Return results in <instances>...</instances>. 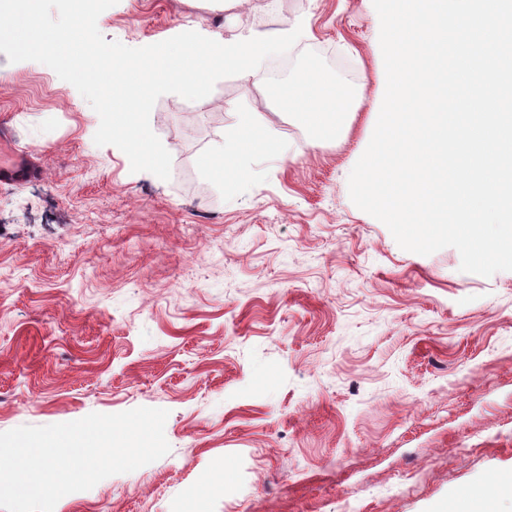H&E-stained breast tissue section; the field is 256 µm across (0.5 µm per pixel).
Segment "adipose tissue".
<instances>
[{
  "label": "adipose tissue",
  "instance_id": "adipose-tissue-1",
  "mask_svg": "<svg viewBox=\"0 0 512 512\" xmlns=\"http://www.w3.org/2000/svg\"><path fill=\"white\" fill-rule=\"evenodd\" d=\"M269 95L277 104L289 106L298 121L320 139L342 135L352 91L349 85L331 74L316 71L311 82L303 88L289 83L277 84L270 88ZM255 118V113H240L231 138L215 144L206 155L205 165L216 177H223L242 155L273 148V141L254 138Z\"/></svg>",
  "mask_w": 512,
  "mask_h": 512
}]
</instances>
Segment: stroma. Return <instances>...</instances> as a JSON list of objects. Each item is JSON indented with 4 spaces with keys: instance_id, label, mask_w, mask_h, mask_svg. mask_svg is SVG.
I'll list each match as a JSON object with an SVG mask.
<instances>
[{
    "instance_id": "obj_1",
    "label": "stroma",
    "mask_w": 512,
    "mask_h": 512,
    "mask_svg": "<svg viewBox=\"0 0 512 512\" xmlns=\"http://www.w3.org/2000/svg\"><path fill=\"white\" fill-rule=\"evenodd\" d=\"M301 25L287 57L219 80L203 107L161 96L150 126L171 177L99 146L70 83L0 52V432L137 407L169 415L164 457L54 512H431L465 494L512 512V271H461L452 247L403 250L348 177L385 91L372 0H117L109 41L231 38ZM355 91L318 145L269 102L307 62ZM288 148L215 179L203 160L239 113Z\"/></svg>"
}]
</instances>
